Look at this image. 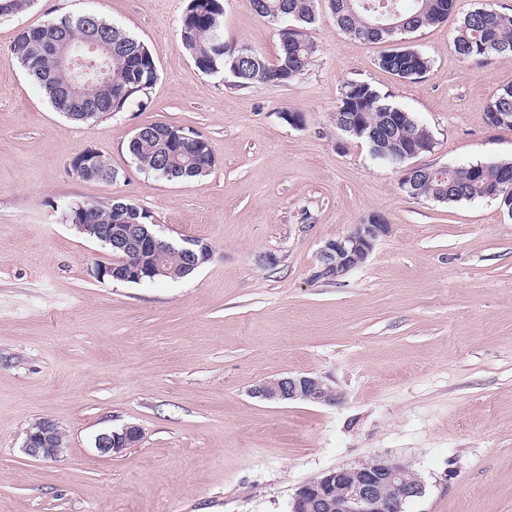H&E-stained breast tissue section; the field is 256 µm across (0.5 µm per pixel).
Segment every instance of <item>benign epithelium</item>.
<instances>
[{
	"label": "benign epithelium",
	"mask_w": 512,
	"mask_h": 512,
	"mask_svg": "<svg viewBox=\"0 0 512 512\" xmlns=\"http://www.w3.org/2000/svg\"><path fill=\"white\" fill-rule=\"evenodd\" d=\"M57 41L69 49L65 59L72 69L83 61L82 57L75 56L79 47H85L88 56L104 48L98 30L91 28L78 40L61 33ZM95 213L94 206H82L75 228L79 231L93 229L112 246L111 259L96 264L95 275L99 280L134 278L143 283L152 282L156 276L165 273L158 257L171 249L168 240L155 232L134 237L114 231L110 225L95 223ZM390 232L391 225L379 214L354 225L347 234L328 241L320 249L316 276L329 282L341 281L351 271L363 266L378 239ZM197 246L199 242L190 240L182 248L194 267L198 266V259L211 258L210 251H199ZM254 394L278 403L335 404L341 399L338 391L310 375H288L267 380L255 388ZM140 438V428L127 425L119 431L98 434L95 445L100 454L112 457L138 443ZM23 448L25 454L33 459H56L65 449L61 429L54 421L45 419L38 431L26 433ZM407 472L404 464L379 457L329 470L298 488L292 498L290 512H404L407 502L424 494L422 480L417 476L408 477Z\"/></svg>",
	"instance_id": "benign-epithelium-1"
}]
</instances>
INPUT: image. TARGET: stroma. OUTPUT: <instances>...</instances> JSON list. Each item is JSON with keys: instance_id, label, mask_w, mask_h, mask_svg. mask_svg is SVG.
<instances>
[{"instance_id": "obj_1", "label": "stroma", "mask_w": 512, "mask_h": 512, "mask_svg": "<svg viewBox=\"0 0 512 512\" xmlns=\"http://www.w3.org/2000/svg\"><path fill=\"white\" fill-rule=\"evenodd\" d=\"M221 3L225 44L275 60V26L248 0ZM477 3L403 35L433 64L402 82L377 64L384 44L342 33L320 0L304 74L245 88L195 66L179 35L188 0H35L0 18V512H289L303 482L373 456L423 481L406 512H512V217L489 198L409 197L399 169L333 121L344 83L362 80L428 127L434 151L414 165L512 160V131L485 120L512 57L466 63L453 47L455 18ZM65 14L155 51L146 109L72 121L11 61L19 29ZM154 122L206 138L212 170H142L126 145ZM88 148L116 180L71 173ZM115 197L175 242H207L211 260L175 281H97L108 252L62 214ZM375 213L392 231L368 262L316 279L323 245ZM298 374L342 402L253 394ZM46 418L65 450L38 461L23 442ZM128 424L140 441L101 455L95 437Z\"/></svg>"}]
</instances>
